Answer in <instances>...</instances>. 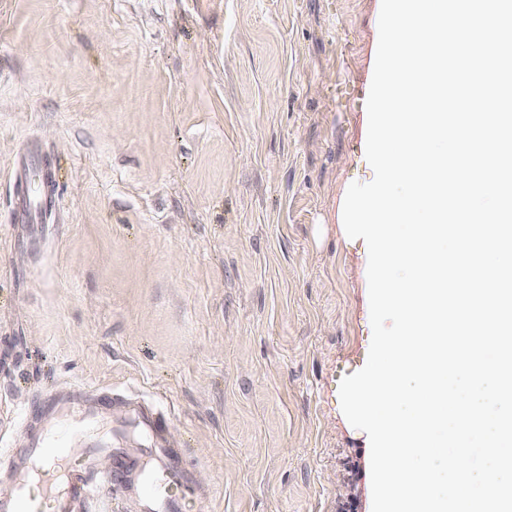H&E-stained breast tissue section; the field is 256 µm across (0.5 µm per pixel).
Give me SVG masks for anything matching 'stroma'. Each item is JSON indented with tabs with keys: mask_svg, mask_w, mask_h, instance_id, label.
<instances>
[{
	"mask_svg": "<svg viewBox=\"0 0 512 512\" xmlns=\"http://www.w3.org/2000/svg\"><path fill=\"white\" fill-rule=\"evenodd\" d=\"M378 0H0V485L107 396L168 412L185 512H371L340 403L372 337L343 189ZM56 173L14 224L13 166ZM112 410L69 437L123 447Z\"/></svg>",
	"mask_w": 512,
	"mask_h": 512,
	"instance_id": "obj_1",
	"label": "stroma"
}]
</instances>
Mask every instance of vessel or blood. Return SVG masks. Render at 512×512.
<instances>
[{"instance_id": "obj_1", "label": "vessel or blood", "mask_w": 512, "mask_h": 512, "mask_svg": "<svg viewBox=\"0 0 512 512\" xmlns=\"http://www.w3.org/2000/svg\"><path fill=\"white\" fill-rule=\"evenodd\" d=\"M51 174L38 155H26L13 171L20 212L48 209ZM98 448L68 446L49 439L12 458L14 488L0 498V512H77L81 501L111 487L135 502L138 512H183L191 475L180 465L177 448H116L107 484L95 477Z\"/></svg>"}]
</instances>
